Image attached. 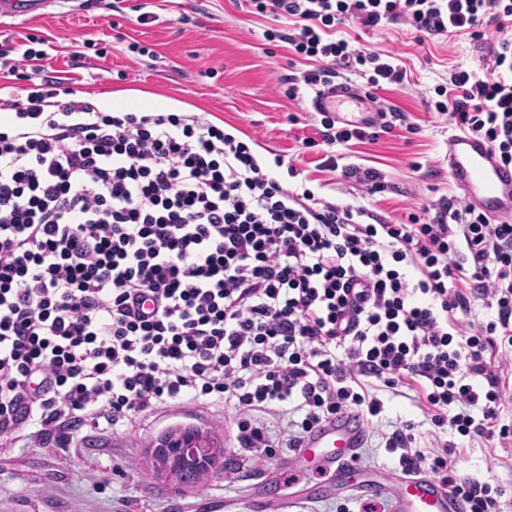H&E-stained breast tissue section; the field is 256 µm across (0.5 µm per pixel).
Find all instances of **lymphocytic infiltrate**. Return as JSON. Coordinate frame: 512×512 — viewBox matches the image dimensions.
Listing matches in <instances>:
<instances>
[{
    "label": "lymphocytic infiltrate",
    "instance_id": "lymphocytic-infiltrate-1",
    "mask_svg": "<svg viewBox=\"0 0 512 512\" xmlns=\"http://www.w3.org/2000/svg\"><path fill=\"white\" fill-rule=\"evenodd\" d=\"M292 22L291 50L320 90L339 70L403 84L396 58L337 27L401 22L418 40L464 33L480 68L452 70L435 108L512 165V0H247ZM44 49L9 43L0 72L39 74L0 99V438L34 425L65 446L74 423L131 420L182 398L238 411L236 441L295 450L373 394L418 388L434 430L512 443L486 351L512 355V223L441 197L395 224L296 192L248 143L197 115L107 112L46 75ZM470 269L469 290L457 286ZM494 317L476 324L473 300ZM292 406L285 436L265 414ZM416 425L387 434L405 473L429 468L467 512H500L501 487L453 476L448 443L424 455Z\"/></svg>",
    "mask_w": 512,
    "mask_h": 512
}]
</instances>
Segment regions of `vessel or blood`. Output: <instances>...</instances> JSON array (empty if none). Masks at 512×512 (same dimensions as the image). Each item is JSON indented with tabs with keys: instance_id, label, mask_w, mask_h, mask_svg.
I'll use <instances>...</instances> for the list:
<instances>
[{
	"instance_id": "obj_1",
	"label": "vessel or blood",
	"mask_w": 512,
	"mask_h": 512,
	"mask_svg": "<svg viewBox=\"0 0 512 512\" xmlns=\"http://www.w3.org/2000/svg\"><path fill=\"white\" fill-rule=\"evenodd\" d=\"M48 5L49 0H0V16L35 18ZM360 103V93L345 85L333 93L315 94L312 99L314 109L333 113L342 120ZM448 168L467 204L487 214L490 220L512 219V166L502 164L484 140L467 133L455 135L449 147ZM369 432V425L359 414L343 413L308 435L290 467L304 469L308 457L319 449L323 462L335 467L338 475L358 479L362 495L389 497L396 512H465L463 502L428 477L401 478L389 472L360 479L356 452L366 443Z\"/></svg>"
}]
</instances>
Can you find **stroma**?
Returning a JSON list of instances; mask_svg holds the SVG:
<instances>
[{"mask_svg":"<svg viewBox=\"0 0 512 512\" xmlns=\"http://www.w3.org/2000/svg\"><path fill=\"white\" fill-rule=\"evenodd\" d=\"M141 4L154 13L152 23H138ZM273 27L285 32L290 24L253 13L245 0H52L42 17L0 19V42L28 35L51 41L49 71L105 110L194 113L223 124L240 139H253L272 176L325 200L364 206L397 222L411 208L460 196L448 175V148L457 129L434 105L451 70L479 66L483 51L475 41L450 35L421 44L405 24L337 28L336 38L394 56L407 69L402 86L377 93L399 115L392 130L343 152L344 164L379 173L384 190L370 196L357 181H340L323 168L322 115L311 107L314 89L301 82L313 64L294 56L287 43L267 40L264 33ZM133 42L147 46L148 55L130 52ZM288 75L300 81L292 100L278 89L279 78ZM291 165L297 176H289ZM379 397L385 410L371 422L358 462L397 472L399 455L385 448L384 435L410 420L426 446L430 424L413 398L388 391ZM239 418L233 408L199 399L143 412L132 427L104 421L82 428L64 448L44 447L38 436L22 433L11 447H0V512H248L258 494L289 500L288 512H358V493L337 487L318 463L290 482L281 476L292 456L288 449L261 458L242 451ZM174 427L211 433L224 448L223 470L194 487L158 480L148 449ZM440 438L456 445L450 456L455 474L502 487L500 510L512 512V449L451 429Z\"/></svg>","mask_w":512,"mask_h":512,"instance_id":"35a3bbf8","label":"stroma"}]
</instances>
